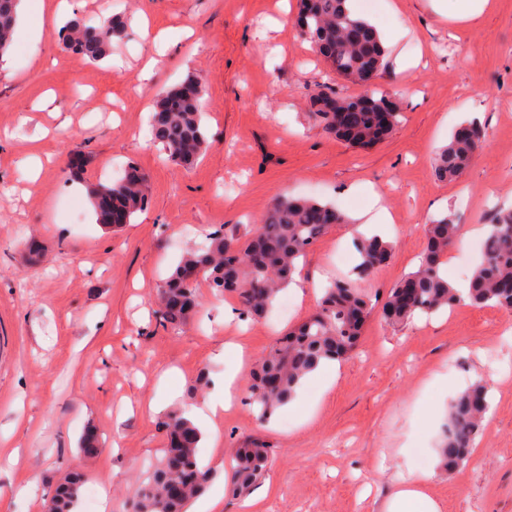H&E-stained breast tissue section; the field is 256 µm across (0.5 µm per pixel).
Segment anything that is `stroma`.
<instances>
[{
	"instance_id": "1",
	"label": "stroma",
	"mask_w": 512,
	"mask_h": 512,
	"mask_svg": "<svg viewBox=\"0 0 512 512\" xmlns=\"http://www.w3.org/2000/svg\"><path fill=\"white\" fill-rule=\"evenodd\" d=\"M386 35L371 85L346 80L306 45L297 0H68L40 36L15 33L0 62V512H45L71 469L82 493L104 487L107 512L127 501L164 446L168 412L191 413L236 371L247 387L258 358L313 314L353 267V225L332 226L300 264L301 291H282L253 320L236 297L200 286L197 317L160 326L162 281L213 225L259 223L283 194L344 213L382 194L391 260L361 289L382 305L413 271L432 220L463 230L512 209V0H488L468 25L453 0H355ZM122 12L127 36L94 64L64 50L75 17ZM203 85L208 147L192 167L149 142L160 89ZM386 92L403 117L385 141L356 147L311 116L312 95ZM486 138L463 177L433 174L437 152L470 113ZM144 174L149 203L106 230L88 187L117 179L127 162ZM81 207L70 223V202ZM42 241L39 257L24 248ZM244 348L235 369L227 343ZM207 383H200V375ZM480 381L489 410L465 466L444 473L438 445L451 398ZM218 447L198 457L222 490L221 512H241L224 489L231 449L263 443L272 462L258 485L261 512H386L409 471L430 473L442 512H512V312L458 304L403 325L373 313L333 385L309 378L269 422L246 403L224 411ZM94 429L100 452L82 450Z\"/></svg>"
}]
</instances>
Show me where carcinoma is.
Wrapping results in <instances>:
<instances>
[{"mask_svg": "<svg viewBox=\"0 0 512 512\" xmlns=\"http://www.w3.org/2000/svg\"><path fill=\"white\" fill-rule=\"evenodd\" d=\"M20 0H0V58L8 51L17 21ZM300 25L304 37L329 49L325 55L337 74L356 81L376 75L382 67L386 48L378 30L354 17L348 0H302ZM124 25L117 15L110 24L93 25L71 20L63 35L64 48L92 63L108 58L112 39L122 37ZM201 96L187 97L179 88L157 95L150 124V143L169 160L194 164L204 153L208 138L202 123ZM389 96L364 99L337 97L320 92L310 101L312 115L325 129L355 146H367L380 112ZM339 105L359 111L358 125L342 129L336 124L332 107ZM469 137L452 136L434 159V173L440 180L459 177L481 145V129L471 123ZM136 168L128 166L115 181L90 187L92 203L103 194L124 212L126 221L148 202L145 181L131 182ZM346 223L338 209L310 198L282 195L260 223L219 229L207 234L206 243L183 255L159 290L157 314L161 324L179 330L200 307L198 288L204 281L213 293H232L241 310L262 318L280 290L294 280L299 263L333 224ZM460 236V226L444 216L428 225L427 245L417 269L390 289L382 314L390 324H400L417 314H432L451 308L461 300L442 269L448 247ZM355 265L351 277L325 288L317 310L290 331L256 363L249 386L250 405L262 422L296 395L301 381L322 362L349 356L370 317L373 306L358 283L389 262L391 242L379 235L355 239ZM467 298L474 306L492 305L512 310V211H503L488 225L482 243V257L468 281ZM488 409L487 387L476 382L458 393L448 406V423L439 451V469L447 473L468 462L475 436ZM165 446L162 457L149 468L146 482L131 500V512H185L186 505L200 495L212 479L210 470L200 466L197 448L201 433L181 412L161 422ZM270 461V449L260 443L236 449L230 458L233 490L242 495L259 485ZM186 479L189 485L181 497L166 493V485ZM84 475L71 470L56 485L45 512H74Z\"/></svg>", "mask_w": 512, "mask_h": 512, "instance_id": "1", "label": "carcinoma"}]
</instances>
